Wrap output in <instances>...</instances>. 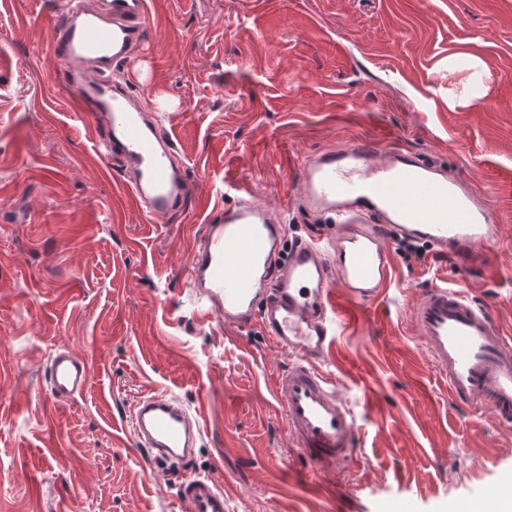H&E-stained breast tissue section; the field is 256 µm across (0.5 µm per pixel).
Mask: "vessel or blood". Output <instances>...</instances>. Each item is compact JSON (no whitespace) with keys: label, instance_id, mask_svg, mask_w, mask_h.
I'll return each mask as SVG.
<instances>
[{"label":"vessel or blood","instance_id":"1","mask_svg":"<svg viewBox=\"0 0 512 512\" xmlns=\"http://www.w3.org/2000/svg\"><path fill=\"white\" fill-rule=\"evenodd\" d=\"M145 0H110L101 15L83 0L57 7L48 49L63 63L61 79L79 111L96 122L98 150L117 158L125 184L157 217L186 209L191 196L186 166L153 113L112 79L145 38ZM308 207L328 216L327 243L297 241L284 248L285 226L238 187V200L220 206L190 259L195 303L237 328L259 325L293 354L273 392L288 434L316 473L343 471L354 450V414L320 362L334 339L338 296L360 304L384 298L393 283L389 237L427 243L440 255L473 256L502 228L487 196L457 174L399 144L360 143L323 149L300 165ZM408 318L450 401L487 411L512 427V339L488 304L446 286L425 290ZM90 379L87 360L67 348L47 363L54 402H69ZM134 438L151 462L189 463L205 430L170 392L152 391L132 410ZM179 497L188 512H226L224 492L211 479L186 480ZM503 490L479 491L464 512H494Z\"/></svg>","mask_w":512,"mask_h":512}]
</instances>
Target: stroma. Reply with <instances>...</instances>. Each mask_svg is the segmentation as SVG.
Returning <instances> with one entry per match:
<instances>
[{
    "label": "stroma",
    "mask_w": 512,
    "mask_h": 512,
    "mask_svg": "<svg viewBox=\"0 0 512 512\" xmlns=\"http://www.w3.org/2000/svg\"><path fill=\"white\" fill-rule=\"evenodd\" d=\"M57 0H0V512H186L211 478L227 512H458L512 474V428L452 404L407 320L430 286L488 302L512 335V0H146V38L112 70L185 157V214H148L95 145L48 49ZM398 143L484 190L501 237L472 260L396 257L378 306L349 305L322 367L358 419L355 462L315 474L274 394L292 356L197 311L190 257L225 180L284 217L286 245L330 236L299 164ZM88 359L53 402L49 356ZM201 411L186 465L146 462L142 394ZM179 497L189 512H226L224 491L209 478L194 477L186 480Z\"/></svg>",
    "instance_id": "35a3bbf8"
}]
</instances>
